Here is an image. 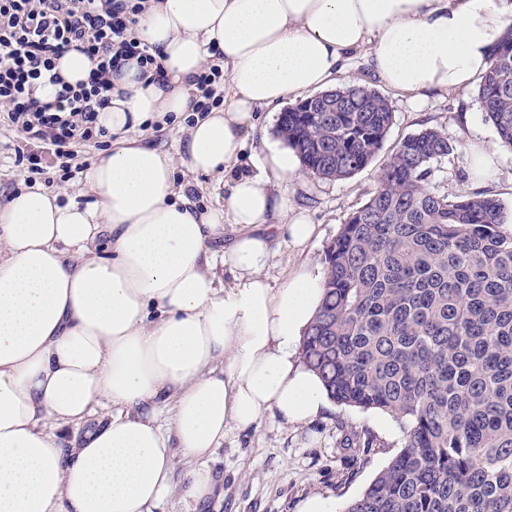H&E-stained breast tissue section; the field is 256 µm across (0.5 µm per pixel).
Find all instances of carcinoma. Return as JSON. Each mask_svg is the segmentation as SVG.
<instances>
[{
	"instance_id": "obj_1",
	"label": "carcinoma",
	"mask_w": 512,
	"mask_h": 512,
	"mask_svg": "<svg viewBox=\"0 0 512 512\" xmlns=\"http://www.w3.org/2000/svg\"><path fill=\"white\" fill-rule=\"evenodd\" d=\"M512 148V29L477 88ZM291 105L277 132L304 168L341 180L381 150L393 113L353 85ZM425 128L387 157L377 188L324 250L304 366L340 405L386 413L402 446L342 512H512V229L484 191L431 192L454 154Z\"/></svg>"
}]
</instances>
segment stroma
<instances>
[{
    "mask_svg": "<svg viewBox=\"0 0 512 512\" xmlns=\"http://www.w3.org/2000/svg\"><path fill=\"white\" fill-rule=\"evenodd\" d=\"M337 85H365L381 94L393 112V123L382 150L352 177L329 181L304 172L281 186L289 207L309 217L315 234L302 249L285 241L279 243L263 271L272 287H282L303 269L323 275L325 247L348 215L375 190L387 156L405 138L427 127L441 130L457 146L453 155L433 163L429 189L452 199L484 191L495 195L506 211L512 212V148L500 142L486 120L475 88L437 92L417 104L377 79L360 54L352 58ZM188 119L185 113L167 115L153 124L144 140L173 158L174 180L190 188V198L198 208L223 207L226 182L194 174L183 162ZM278 119V112L257 110L245 147L246 155L254 161H262L269 147L282 146ZM16 138L14 128L0 121V201L25 183L13 151ZM475 145L495 150L498 155L495 172L482 180L471 168L469 151ZM367 432L378 440V447L354 455L352 439ZM401 439L395 419L378 411L333 403L316 418L294 424L269 411L250 430L225 429L223 445L208 461L219 480L214 497L199 504L187 496L186 474L195 462L180 457L171 488L153 512H299L301 503L313 497L322 499L329 512H342L345 503L358 497L397 452Z\"/></svg>",
    "mask_w": 512,
    "mask_h": 512,
    "instance_id": "1",
    "label": "stroma"
}]
</instances>
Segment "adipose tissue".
Instances as JSON below:
<instances>
[{
  "label": "adipose tissue",
  "mask_w": 512,
  "mask_h": 512,
  "mask_svg": "<svg viewBox=\"0 0 512 512\" xmlns=\"http://www.w3.org/2000/svg\"><path fill=\"white\" fill-rule=\"evenodd\" d=\"M511 27L512 0H150L134 34L166 77L133 60L113 75L99 123L115 142L85 177L91 202L31 187L0 203V512H152L178 453L197 462L187 494L199 502L226 426L326 409L320 378L296 363L320 280L302 271L274 288L262 275L275 235L299 248L315 227L272 190L298 173L288 150L247 170L255 110L331 86L360 52L413 99L462 90ZM215 56L230 104L195 121L185 151L193 172L233 179L206 212L136 133L190 111L188 78ZM102 403L110 419L64 447L58 429Z\"/></svg>",
  "instance_id": "adipose-tissue-1"
}]
</instances>
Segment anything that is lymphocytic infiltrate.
<instances>
[{"instance_id": "1", "label": "lymphocytic infiltrate", "mask_w": 512, "mask_h": 512, "mask_svg": "<svg viewBox=\"0 0 512 512\" xmlns=\"http://www.w3.org/2000/svg\"><path fill=\"white\" fill-rule=\"evenodd\" d=\"M148 0H0V111L12 127L26 134L16 161L29 175L44 172L45 156H53L61 181L73 176L71 162L78 146L105 138L99 110L110 99L112 72L129 58L138 59L152 75L162 64L148 45L131 34ZM94 63L87 79L62 84L50 101L36 95L47 80L57 81L56 59L70 49ZM191 109L208 112L224 101V72L205 65L190 78Z\"/></svg>"}]
</instances>
